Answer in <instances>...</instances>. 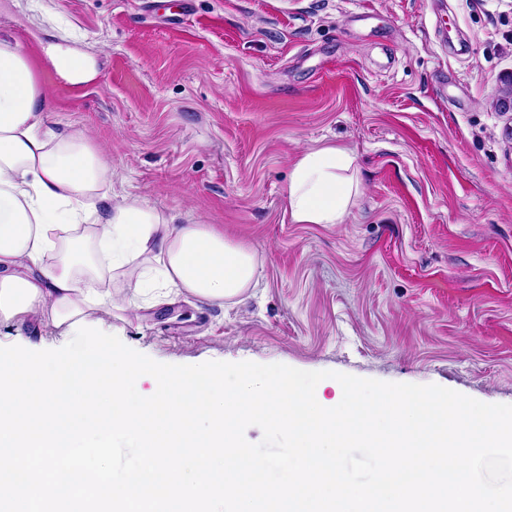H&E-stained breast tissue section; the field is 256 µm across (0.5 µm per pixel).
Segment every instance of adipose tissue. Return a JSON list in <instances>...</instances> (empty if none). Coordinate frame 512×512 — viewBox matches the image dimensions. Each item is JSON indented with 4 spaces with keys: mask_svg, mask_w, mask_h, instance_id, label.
<instances>
[{
    "mask_svg": "<svg viewBox=\"0 0 512 512\" xmlns=\"http://www.w3.org/2000/svg\"><path fill=\"white\" fill-rule=\"evenodd\" d=\"M61 80L95 76L84 55L51 48ZM352 156L308 150L288 182V211L298 224L342 223L359 193ZM112 171L86 135L46 127L45 95L19 49L0 41V318L41 314L67 330L97 323L108 306L130 311L137 287L104 286L105 267L148 256L143 274L209 304L242 298L256 283L254 254L208 224H178L137 200L113 201Z\"/></svg>",
    "mask_w": 512,
    "mask_h": 512,
    "instance_id": "ef3b65f1",
    "label": "adipose tissue"
}]
</instances>
